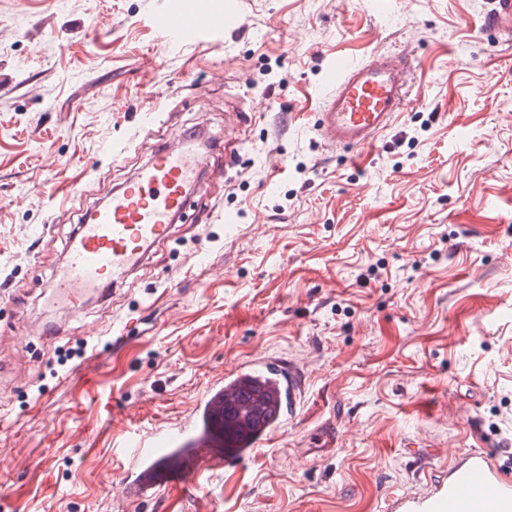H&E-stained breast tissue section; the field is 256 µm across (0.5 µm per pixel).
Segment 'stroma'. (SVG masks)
<instances>
[{
	"label": "stroma",
	"mask_w": 512,
	"mask_h": 512,
	"mask_svg": "<svg viewBox=\"0 0 512 512\" xmlns=\"http://www.w3.org/2000/svg\"><path fill=\"white\" fill-rule=\"evenodd\" d=\"M228 2L239 29L169 47L167 0H0V512H392L430 488L407 446L512 468V44L478 30L488 0ZM378 49L412 55V91L354 159L316 89ZM198 128L243 145L88 304L94 339L46 340L40 293L85 213ZM261 355L303 368L297 420L193 501L119 499L114 399L173 425Z\"/></svg>",
	"instance_id": "35a3bbf8"
}]
</instances>
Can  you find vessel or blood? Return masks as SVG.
I'll return each mask as SVG.
<instances>
[{"instance_id": "1", "label": "vessel or blood", "mask_w": 512, "mask_h": 512, "mask_svg": "<svg viewBox=\"0 0 512 512\" xmlns=\"http://www.w3.org/2000/svg\"><path fill=\"white\" fill-rule=\"evenodd\" d=\"M238 22L223 0H199L191 10L169 0L155 26L163 42L178 44L223 34ZM478 26L512 42V0H492ZM414 69L411 58L386 51L333 60L318 121L324 139L343 148H369L407 102ZM209 157V150L186 143L156 150L134 178L85 216L42 291L43 306L59 314L45 330L47 339L68 332L104 286L122 287L148 252L170 239L175 218L202 188ZM304 385L298 366L268 356L225 369L178 426L143 434L136 427L138 411L127 408L132 427L124 446L135 462L119 476L120 497L155 503L167 492L188 500L202 479L241 470L276 432L296 421ZM413 466L435 483L427 494L399 498L398 512H512V477L486 451L453 460L442 473L431 456L420 453Z\"/></svg>"}]
</instances>
